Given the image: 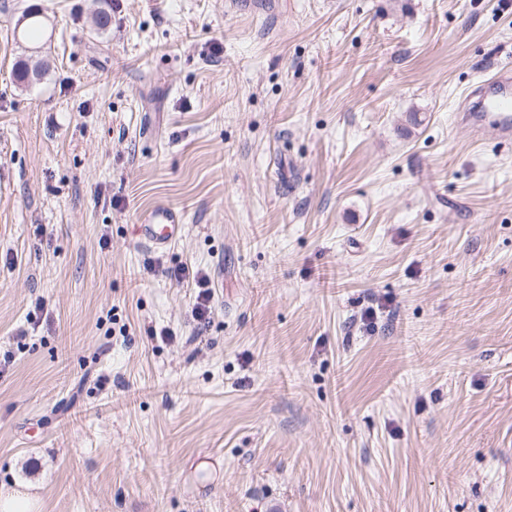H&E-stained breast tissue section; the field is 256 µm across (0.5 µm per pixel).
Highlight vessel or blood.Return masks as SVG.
<instances>
[{
  "label": "vessel or blood",
  "mask_w": 512,
  "mask_h": 512,
  "mask_svg": "<svg viewBox=\"0 0 512 512\" xmlns=\"http://www.w3.org/2000/svg\"><path fill=\"white\" fill-rule=\"evenodd\" d=\"M457 118L473 140L485 135L512 141V70L500 69L492 78L479 81L466 95ZM182 229L180 216L160 206L148 219L136 225L138 240L149 247L163 248L174 241Z\"/></svg>",
  "instance_id": "b4317fda"
}]
</instances>
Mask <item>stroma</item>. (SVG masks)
Instances as JSON below:
<instances>
[{
    "label": "stroma",
    "mask_w": 512,
    "mask_h": 512,
    "mask_svg": "<svg viewBox=\"0 0 512 512\" xmlns=\"http://www.w3.org/2000/svg\"><path fill=\"white\" fill-rule=\"evenodd\" d=\"M231 2L0 0V488L512 512V146L453 119L512 0ZM182 220L172 209L160 206L151 211L143 224H136L138 240L149 247L163 248L174 241L181 233Z\"/></svg>",
    "instance_id": "stroma-1"
}]
</instances>
